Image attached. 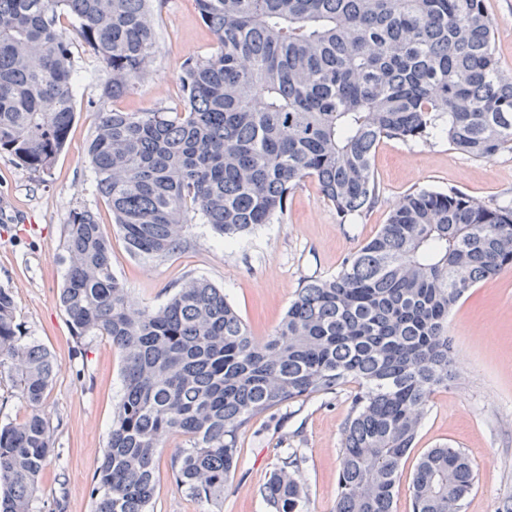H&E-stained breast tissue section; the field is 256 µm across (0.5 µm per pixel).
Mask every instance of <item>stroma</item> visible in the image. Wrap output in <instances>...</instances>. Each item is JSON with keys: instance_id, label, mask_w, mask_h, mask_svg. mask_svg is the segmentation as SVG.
<instances>
[{"instance_id": "1", "label": "stroma", "mask_w": 512, "mask_h": 512, "mask_svg": "<svg viewBox=\"0 0 512 512\" xmlns=\"http://www.w3.org/2000/svg\"><path fill=\"white\" fill-rule=\"evenodd\" d=\"M153 7L156 47L150 74L124 98L102 100L103 68L81 41L73 42L76 115L49 176L37 178L0 153V287L13 294L23 336L38 341L57 363L44 404L55 452L38 482L39 512H91L89 490L122 394L121 359L111 341L89 336L74 342L58 301L66 269L65 224L73 208L97 214L111 239L112 270L137 307L158 308L185 280L203 278L223 288L254 336L262 337L278 325L305 281L336 274L409 192L453 188L488 204L512 201V151L482 161L455 150L443 137L426 144L386 138L371 161L378 199L349 223H340L307 178L291 191L278 220L232 244H223L196 217L173 253L132 256L96 191L87 157L96 115L114 108L180 111L183 64L214 47L195 0H153ZM485 8L494 26L495 55L512 74V0H485ZM448 334L461 378L430 399L404 465L396 512H411L410 476L427 450L444 444L465 452L474 471V488L461 512H504L512 504V268L480 282L456 303ZM354 390L350 383L256 415L240 435V463L215 504L177 490L171 475L174 449H159L151 512H269L261 490L293 452L301 459L308 512H334L340 438Z\"/></svg>"}]
</instances>
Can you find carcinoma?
Instances as JSON below:
<instances>
[{
    "label": "carcinoma",
    "instance_id": "1",
    "mask_svg": "<svg viewBox=\"0 0 512 512\" xmlns=\"http://www.w3.org/2000/svg\"><path fill=\"white\" fill-rule=\"evenodd\" d=\"M213 51L184 63L183 110L98 113L87 155L130 253L165 256L195 216L232 243L284 214L313 179L341 223L375 203L380 141L443 136L490 161L512 150V76L493 49L484 0H196ZM102 63L104 100L148 76L150 0H0V152L40 177L75 118L72 41ZM59 303L73 338L107 336L123 395L89 495L92 512H150L155 458L170 438L177 489L215 503L251 419L352 381L336 512H395L403 460L431 396L457 379L453 306L512 268V203L460 191L405 195L379 231L328 279L307 281L263 339L224 290L185 282L161 307L134 306L112 272L96 213L69 212ZM0 288V366L16 370L30 412L0 425V512H37L54 453L43 404L51 353L21 342ZM473 470L458 448L429 449L411 479L412 512H459ZM261 494L270 512H304L297 458Z\"/></svg>",
    "mask_w": 512,
    "mask_h": 512
}]
</instances>
